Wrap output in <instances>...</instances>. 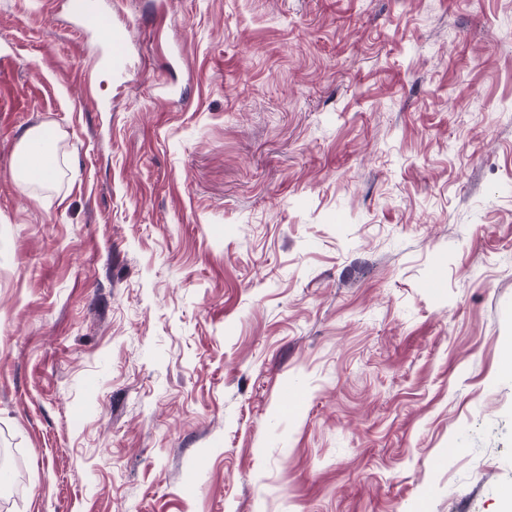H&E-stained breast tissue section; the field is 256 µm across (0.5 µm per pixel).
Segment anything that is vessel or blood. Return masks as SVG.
Here are the masks:
<instances>
[{
  "mask_svg": "<svg viewBox=\"0 0 512 512\" xmlns=\"http://www.w3.org/2000/svg\"><path fill=\"white\" fill-rule=\"evenodd\" d=\"M65 7L77 30L100 38L99 58L104 67L121 60L126 31L105 20L99 0H65Z\"/></svg>",
  "mask_w": 512,
  "mask_h": 512,
  "instance_id": "obj_1",
  "label": "vessel or blood"
}]
</instances>
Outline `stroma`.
Here are the masks:
<instances>
[{"mask_svg": "<svg viewBox=\"0 0 512 512\" xmlns=\"http://www.w3.org/2000/svg\"><path fill=\"white\" fill-rule=\"evenodd\" d=\"M102 2L0 0V512H503L512 0ZM66 12L77 30L82 34H95L101 39L99 58L102 65L112 70L114 62L120 61L126 43L123 27L112 26L104 19V11L96 0H65Z\"/></svg>", "mask_w": 512, "mask_h": 512, "instance_id": "1", "label": "stroma"}]
</instances>
